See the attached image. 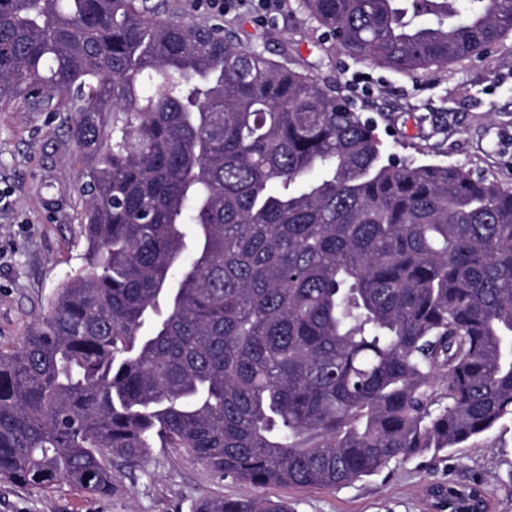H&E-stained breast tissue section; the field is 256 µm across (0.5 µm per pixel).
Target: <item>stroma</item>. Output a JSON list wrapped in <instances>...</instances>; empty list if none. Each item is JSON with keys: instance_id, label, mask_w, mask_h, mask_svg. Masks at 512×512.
I'll use <instances>...</instances> for the list:
<instances>
[{"instance_id": "1", "label": "stroma", "mask_w": 512, "mask_h": 512, "mask_svg": "<svg viewBox=\"0 0 512 512\" xmlns=\"http://www.w3.org/2000/svg\"><path fill=\"white\" fill-rule=\"evenodd\" d=\"M156 16L237 30L244 45L329 81L372 123L386 153L403 160L458 164L512 185V36L484 56L443 71L406 75L349 57L296 8L254 0L224 14L205 0H147ZM71 115L16 100L0 110V347L16 346L63 284L87 269L82 224L84 174L94 159L69 132ZM109 496L61 484L46 492L0 480V512H192L206 495L237 497L245 486L220 478L176 448H153L115 468ZM452 479L481 482L493 512H512V422L433 459L391 463L353 485L262 488L296 512H431L425 488Z\"/></svg>"}]
</instances>
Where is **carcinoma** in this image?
<instances>
[{"mask_svg": "<svg viewBox=\"0 0 512 512\" xmlns=\"http://www.w3.org/2000/svg\"><path fill=\"white\" fill-rule=\"evenodd\" d=\"M350 57L445 70L512 0H298ZM74 113L91 271L0 349V478L110 496L180 448L339 489L512 421V187L384 157L336 87L141 0H0V104ZM112 113V146L100 114ZM489 512L481 484L428 486ZM192 512H294L261 495Z\"/></svg>", "mask_w": 512, "mask_h": 512, "instance_id": "1", "label": "carcinoma"}]
</instances>
